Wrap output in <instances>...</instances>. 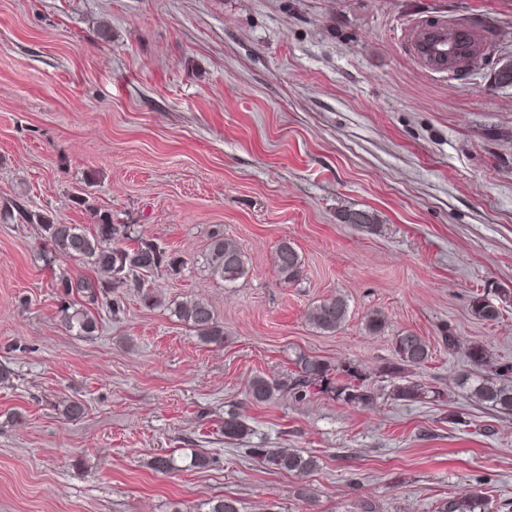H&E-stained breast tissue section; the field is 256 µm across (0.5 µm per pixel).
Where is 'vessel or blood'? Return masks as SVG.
I'll return each instance as SVG.
<instances>
[{
	"label": "vessel or blood",
	"mask_w": 512,
	"mask_h": 512,
	"mask_svg": "<svg viewBox=\"0 0 512 512\" xmlns=\"http://www.w3.org/2000/svg\"><path fill=\"white\" fill-rule=\"evenodd\" d=\"M479 38L475 29L466 26L426 25L418 28L414 48L425 63L442 70L454 59L476 52Z\"/></svg>",
	"instance_id": "obj_1"
}]
</instances>
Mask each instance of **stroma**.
<instances>
[{
    "instance_id": "1",
    "label": "stroma",
    "mask_w": 512,
    "mask_h": 512,
    "mask_svg": "<svg viewBox=\"0 0 512 512\" xmlns=\"http://www.w3.org/2000/svg\"><path fill=\"white\" fill-rule=\"evenodd\" d=\"M435 21L475 25L481 53L426 72L411 38ZM509 64L512 0H0V512H206L224 496L240 512H435L483 482L512 512V414L460 383L470 344L512 363ZM79 193L184 260L146 276L160 305L118 288L91 338L65 329L57 286L89 265L52 256L29 220L92 231ZM351 210L375 228L345 224ZM214 230L248 258L235 286L205 264ZM284 240L295 284L274 265ZM337 294L347 322L316 331L308 309ZM478 296L497 321L472 315ZM190 299L212 305L223 346L172 315ZM444 325L461 351L411 374L440 399L392 400L394 336ZM300 354L355 367L375 403L320 384L292 399ZM257 376L284 391L251 402ZM231 410L246 439H225ZM255 445L318 466L279 473ZM197 451L209 468L188 467ZM160 456L176 470L155 471ZM274 263L281 279L288 284L299 281L303 274L302 259L298 251L288 242L280 243L274 255Z\"/></svg>"
}]
</instances>
